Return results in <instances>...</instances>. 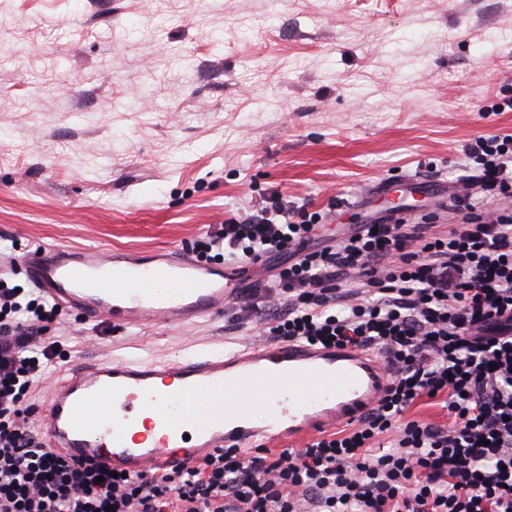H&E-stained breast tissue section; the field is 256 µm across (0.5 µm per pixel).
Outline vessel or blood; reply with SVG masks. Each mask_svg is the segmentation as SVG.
<instances>
[{
	"mask_svg": "<svg viewBox=\"0 0 512 512\" xmlns=\"http://www.w3.org/2000/svg\"><path fill=\"white\" fill-rule=\"evenodd\" d=\"M30 281L88 321L173 326L223 313L254 275L253 264L203 265L178 249L149 254L41 244L21 259ZM178 288L169 305L161 285ZM388 385L369 349L282 343L210 351L155 363L117 358L71 370L49 393L44 431L51 448L132 475L175 470L216 449L299 439L358 418ZM271 410L267 426L252 413ZM152 419L137 434L138 415Z\"/></svg>",
	"mask_w": 512,
	"mask_h": 512,
	"instance_id": "1",
	"label": "vessel or blood"
}]
</instances>
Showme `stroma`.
<instances>
[{"label":"stroma","mask_w":512,"mask_h":512,"mask_svg":"<svg viewBox=\"0 0 512 512\" xmlns=\"http://www.w3.org/2000/svg\"><path fill=\"white\" fill-rule=\"evenodd\" d=\"M497 32L489 43V32ZM512 134V0H0V276L46 242L192 251L274 192L409 223ZM230 300L179 327L49 321L54 375L267 342Z\"/></svg>","instance_id":"obj_1"}]
</instances>
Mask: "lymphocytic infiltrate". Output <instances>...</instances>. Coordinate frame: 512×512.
<instances>
[{"instance_id":"1","label":"lymphocytic infiltrate","mask_w":512,"mask_h":512,"mask_svg":"<svg viewBox=\"0 0 512 512\" xmlns=\"http://www.w3.org/2000/svg\"><path fill=\"white\" fill-rule=\"evenodd\" d=\"M464 156L490 205L455 196L444 235L400 219L311 250L324 214L275 193L208 232L201 262L292 256L245 305L268 335L385 362L376 405L302 448H227L127 477L47 448L28 395L55 365L44 324L58 308L0 281V512H512V134ZM424 398L446 424L408 419Z\"/></svg>"}]
</instances>
